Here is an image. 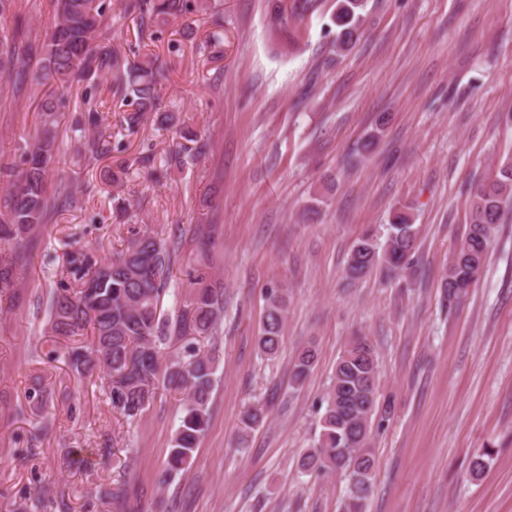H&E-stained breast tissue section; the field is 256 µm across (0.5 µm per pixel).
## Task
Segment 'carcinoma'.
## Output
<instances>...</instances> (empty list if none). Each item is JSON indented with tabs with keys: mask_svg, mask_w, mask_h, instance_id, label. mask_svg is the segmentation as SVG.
<instances>
[{
	"mask_svg": "<svg viewBox=\"0 0 512 512\" xmlns=\"http://www.w3.org/2000/svg\"><path fill=\"white\" fill-rule=\"evenodd\" d=\"M366 0H336L332 21L338 56L351 51L362 35ZM124 10L140 20V36L171 17L224 11V0H126ZM110 0H55V15L42 45L29 40L23 22L0 29V77L14 79L15 91L26 82L55 86L38 104V128L19 148L20 163L0 165V295L13 286L26 264L27 246L35 241L55 214V198L78 202L71 185L61 182L47 192L46 174L57 157L56 123L66 108L74 82L85 83L82 106L74 113L73 129L86 134L84 157L96 160L111 152L99 134L97 80L113 76L116 92L130 110L123 121L129 132L138 129L144 114L152 112L160 126L176 128L187 142L197 134L162 109L156 75L162 63L156 56L130 50L126 56L112 46ZM41 56L34 74L21 69L25 58ZM469 229L452 255L445 276L448 309L458 307L475 287L485 268L488 248L497 225L512 213V160L499 164L488 176L469 183ZM419 226L412 207L393 210L386 224L371 225L356 240L347 260V275L358 279L377 267L405 271ZM69 281L60 284L50 302L48 325L58 339L56 357L71 369L86 374L100 368L108 378L112 410L130 421L143 415L159 391L179 395L180 419L166 460L173 477L187 470L209 421L208 402L220 365L215 340L221 335L224 288L210 282L204 269L191 274V290L173 316L162 313L161 300L173 277V256L157 236L137 233L126 247L97 259L82 250L67 257ZM288 314L284 288L265 291V309L257 336L258 350L275 356L281 346ZM316 349L309 345L296 357L294 383L302 385L312 374ZM380 373L375 350L367 338L355 336L336 361L322 401L312 443L299 456L300 472L321 476L341 473L347 481L343 512H362L371 490L376 456L371 448L379 399ZM266 418L265 407H248L240 418L241 435H249ZM126 485L98 489L99 498L117 504Z\"/></svg>",
	"mask_w": 512,
	"mask_h": 512,
	"instance_id": "cac0c4a2",
	"label": "carcinoma"
}]
</instances>
